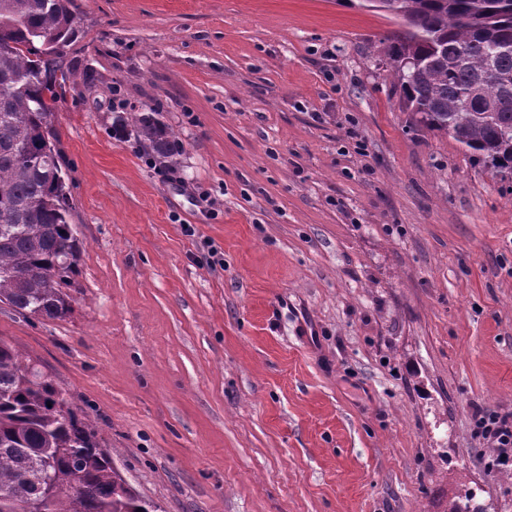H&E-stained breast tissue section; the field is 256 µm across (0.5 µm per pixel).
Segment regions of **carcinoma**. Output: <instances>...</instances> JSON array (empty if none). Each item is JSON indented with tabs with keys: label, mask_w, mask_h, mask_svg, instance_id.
<instances>
[{
	"label": "carcinoma",
	"mask_w": 512,
	"mask_h": 512,
	"mask_svg": "<svg viewBox=\"0 0 512 512\" xmlns=\"http://www.w3.org/2000/svg\"><path fill=\"white\" fill-rule=\"evenodd\" d=\"M406 34L389 46L403 104L497 174H512V0H366ZM83 16L73 0H0V302L63 319L81 243L55 150L57 103L77 85L65 54ZM112 132L160 159L181 154L154 110ZM112 466L83 408L0 340V512H159Z\"/></svg>",
	"instance_id": "1"
}]
</instances>
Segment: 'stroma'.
Returning a JSON list of instances; mask_svg holds the SVG:
<instances>
[{"label":"stroma","mask_w":512,"mask_h":512,"mask_svg":"<svg viewBox=\"0 0 512 512\" xmlns=\"http://www.w3.org/2000/svg\"><path fill=\"white\" fill-rule=\"evenodd\" d=\"M72 312L0 303L163 512H512V178L415 122L360 0H75ZM160 110L177 166L111 134ZM476 433L495 448L492 467L512 468V413L477 411Z\"/></svg>","instance_id":"obj_1"}]
</instances>
